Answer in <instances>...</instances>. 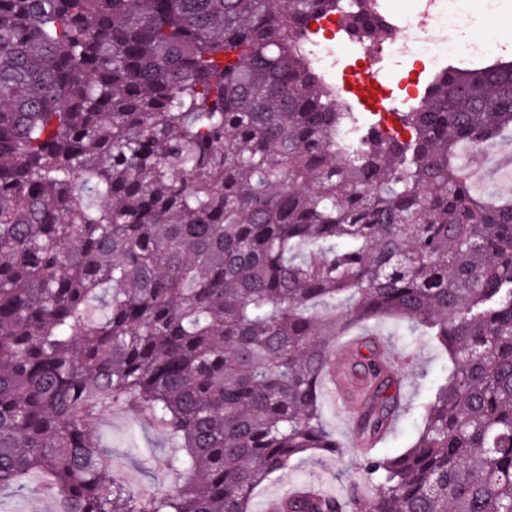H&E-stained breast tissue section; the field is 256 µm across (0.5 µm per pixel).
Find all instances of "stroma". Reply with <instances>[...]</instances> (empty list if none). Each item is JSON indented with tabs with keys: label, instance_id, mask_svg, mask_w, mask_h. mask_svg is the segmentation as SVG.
Segmentation results:
<instances>
[{
	"label": "stroma",
	"instance_id": "obj_1",
	"mask_svg": "<svg viewBox=\"0 0 512 512\" xmlns=\"http://www.w3.org/2000/svg\"><path fill=\"white\" fill-rule=\"evenodd\" d=\"M474 18L480 23L479 35L492 37V53H499L504 47L512 50V0H500L495 10L476 12ZM463 163L477 193L492 199L512 196V185L503 186L498 181L499 170L512 166L511 134L489 143L480 154L464 155ZM360 332L378 335L384 348L411 360L403 371L404 398L400 416L386 447L387 453H395L414 442L417 408L431 380L442 373L447 356L422 331L408 333L392 320L366 325ZM91 431L111 454L114 468L132 491L161 492L171 486L173 478L164 468V459L170 453L169 441L149 420L132 421L125 411L115 408L94 422ZM340 469L341 464L335 457L305 453L293 460L287 471L255 489L250 512H262L283 488L300 486L315 477L319 478L325 492L344 497L346 480L340 477ZM42 481V476L33 472L26 476L24 490L0 491V512H57L54 500L41 492Z\"/></svg>",
	"mask_w": 512,
	"mask_h": 512
}]
</instances>
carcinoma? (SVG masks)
I'll return each mask as SVG.
<instances>
[{
    "mask_svg": "<svg viewBox=\"0 0 512 512\" xmlns=\"http://www.w3.org/2000/svg\"><path fill=\"white\" fill-rule=\"evenodd\" d=\"M329 14L385 29L376 0H0V491L249 512L299 455L344 461L326 337L391 319L450 360L414 443L375 450L404 378L363 337L347 500L272 512H512V198L459 162L512 132V62L445 70L390 131L309 62ZM114 408L167 434L172 489L114 473ZM323 419L326 427L336 434V439L349 448V455L351 456L352 448L349 445V425L351 424V417L343 403L339 411H336V405L330 400L323 391Z\"/></svg>",
    "mask_w": 512,
    "mask_h": 512,
    "instance_id": "1",
    "label": "carcinoma"
}]
</instances>
